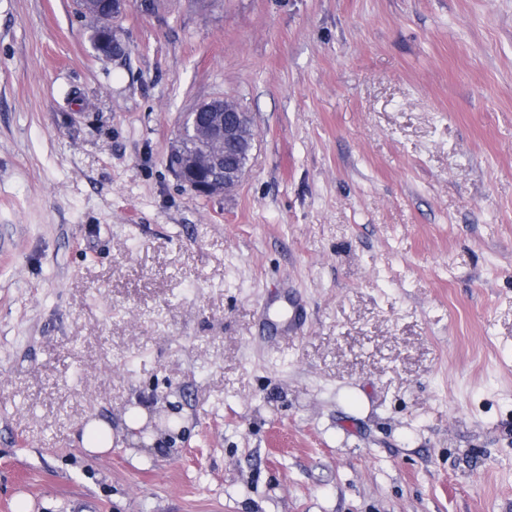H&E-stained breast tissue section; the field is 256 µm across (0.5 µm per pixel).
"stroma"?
<instances>
[{"label": "stroma", "mask_w": 512, "mask_h": 512, "mask_svg": "<svg viewBox=\"0 0 512 512\" xmlns=\"http://www.w3.org/2000/svg\"><path fill=\"white\" fill-rule=\"evenodd\" d=\"M117 27L0 0V512H512V0ZM218 98L256 147L206 200L168 155ZM134 404L164 452L86 458ZM112 1V11L108 14L100 15L98 17V23L100 25H104L107 27H111L112 30L101 29L97 22L89 16L88 13L82 12V0H77V4L79 7L80 13L85 17L89 18L90 22L93 25V35L92 40L95 42L105 43L110 53L115 54L119 57H123L125 55V48L121 42V40L117 37L116 33L113 31L114 24L116 21L123 15L126 10V6L129 1L127 0H111ZM77 438L80 448L91 457L108 452L115 442L112 424L104 418H93L83 423Z\"/></svg>", "instance_id": "35a3bbf8"}]
</instances>
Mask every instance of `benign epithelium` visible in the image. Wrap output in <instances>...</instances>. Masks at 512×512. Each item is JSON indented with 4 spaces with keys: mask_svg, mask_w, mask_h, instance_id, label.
<instances>
[{
    "mask_svg": "<svg viewBox=\"0 0 512 512\" xmlns=\"http://www.w3.org/2000/svg\"><path fill=\"white\" fill-rule=\"evenodd\" d=\"M128 0H112V11L98 23L114 27ZM256 146L249 113L232 100L206 102L195 108L172 141L169 156L176 162L179 179L196 196L229 193L243 181Z\"/></svg>",
    "mask_w": 512,
    "mask_h": 512,
    "instance_id": "1",
    "label": "benign epithelium"
}]
</instances>
